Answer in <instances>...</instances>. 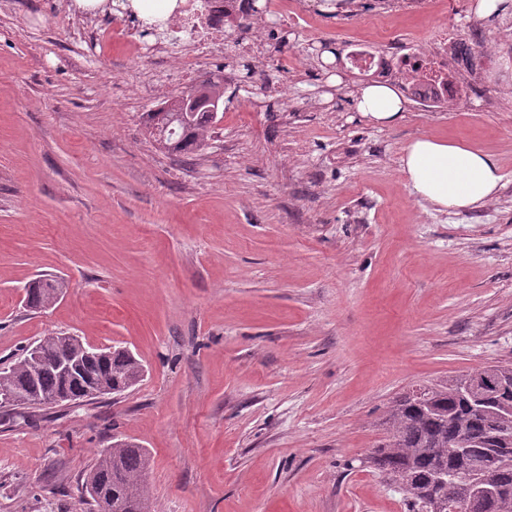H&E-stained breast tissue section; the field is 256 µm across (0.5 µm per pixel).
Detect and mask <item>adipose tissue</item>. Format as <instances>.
Masks as SVG:
<instances>
[{
	"instance_id": "obj_1",
	"label": "adipose tissue",
	"mask_w": 512,
	"mask_h": 512,
	"mask_svg": "<svg viewBox=\"0 0 512 512\" xmlns=\"http://www.w3.org/2000/svg\"><path fill=\"white\" fill-rule=\"evenodd\" d=\"M355 101L357 111L378 126L395 123L406 110L402 96L386 84L361 87ZM400 166L409 193L439 212L480 207L497 193L503 179L491 154L463 142L432 137L408 144Z\"/></svg>"
}]
</instances>
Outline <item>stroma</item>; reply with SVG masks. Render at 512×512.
<instances>
[{
    "mask_svg": "<svg viewBox=\"0 0 512 512\" xmlns=\"http://www.w3.org/2000/svg\"><path fill=\"white\" fill-rule=\"evenodd\" d=\"M445 0L394 26L431 45L505 40L512 10L478 17ZM305 13L332 46L378 38ZM102 12L74 0H0V367L49 335L129 349L143 380L76 407L0 409V512H89L99 452L135 439L151 454L152 512H408L363 460L415 382L512 361V55L478 56L482 97L433 111L407 103L390 126L330 86L306 32L241 51L285 76L280 110L252 88L190 157L158 151L141 115L220 75L190 41L158 58L122 42L77 44ZM194 61L169 79L172 55ZM491 153L504 179L481 208L439 213L400 170L412 140ZM63 280L53 306L25 289Z\"/></svg>",
    "mask_w": 512,
    "mask_h": 512,
    "instance_id": "obj_1",
    "label": "stroma"
}]
</instances>
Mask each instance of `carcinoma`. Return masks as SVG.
<instances>
[{
	"label": "carcinoma",
	"mask_w": 512,
	"mask_h": 512,
	"mask_svg": "<svg viewBox=\"0 0 512 512\" xmlns=\"http://www.w3.org/2000/svg\"><path fill=\"white\" fill-rule=\"evenodd\" d=\"M224 112V82L198 84L187 96L166 100L142 115L146 135L154 145L176 156H191L206 145L210 131ZM63 283L41 279L26 289V306L42 309ZM85 345L69 336L40 340V354L25 348L0 376V391L14 394L7 407L34 409L46 406L61 393L83 399L86 379L104 381L112 393L122 394L141 381V363L128 350L112 348L104 358L89 357ZM62 359L74 361L77 376L63 377ZM387 436L366 458L397 488L409 512H512V458L494 456L490 439L512 436V363L488 365L470 371V389L458 377L436 385H418L401 394L387 411ZM148 449L125 439L101 454L85 480L93 512L112 501V512H151L146 482ZM488 471L502 493L478 503L471 484L456 472Z\"/></svg>",
	"instance_id": "carcinoma-1"
}]
</instances>
